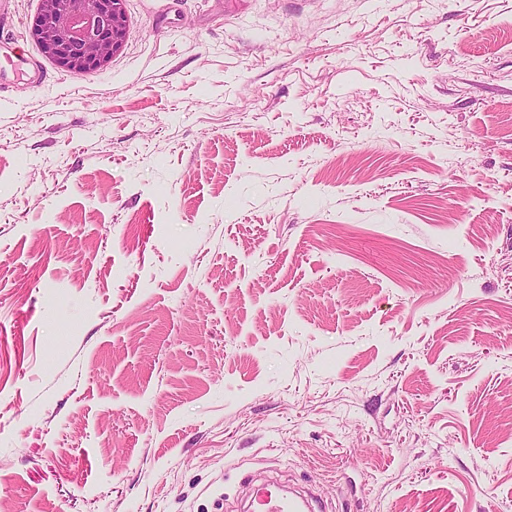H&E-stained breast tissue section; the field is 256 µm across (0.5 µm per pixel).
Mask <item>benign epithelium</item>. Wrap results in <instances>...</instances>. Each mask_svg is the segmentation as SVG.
Returning <instances> with one entry per match:
<instances>
[{
	"instance_id": "7a95c632",
	"label": "benign epithelium",
	"mask_w": 512,
	"mask_h": 512,
	"mask_svg": "<svg viewBox=\"0 0 512 512\" xmlns=\"http://www.w3.org/2000/svg\"><path fill=\"white\" fill-rule=\"evenodd\" d=\"M129 30L123 0H39L31 26L43 52L78 73L109 63Z\"/></svg>"
}]
</instances>
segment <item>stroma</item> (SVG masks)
I'll return each mask as SVG.
<instances>
[{
    "label": "stroma",
    "mask_w": 512,
    "mask_h": 512,
    "mask_svg": "<svg viewBox=\"0 0 512 512\" xmlns=\"http://www.w3.org/2000/svg\"><path fill=\"white\" fill-rule=\"evenodd\" d=\"M0 94V512H512V0H126ZM266 486L258 489L246 506L248 512H315L313 496H299L292 491L281 490L274 496Z\"/></svg>",
    "instance_id": "35a3bbf8"
}]
</instances>
